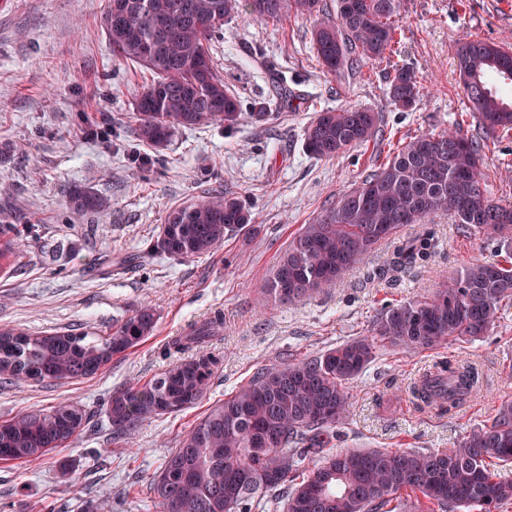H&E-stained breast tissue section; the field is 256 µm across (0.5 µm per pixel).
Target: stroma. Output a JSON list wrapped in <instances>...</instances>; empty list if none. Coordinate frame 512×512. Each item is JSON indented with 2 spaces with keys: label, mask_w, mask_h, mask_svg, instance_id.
<instances>
[{
  "label": "stroma",
  "mask_w": 512,
  "mask_h": 512,
  "mask_svg": "<svg viewBox=\"0 0 512 512\" xmlns=\"http://www.w3.org/2000/svg\"><path fill=\"white\" fill-rule=\"evenodd\" d=\"M107 0H0V208L25 231L18 269L0 275V325L31 333L73 330L98 335L141 304L159 314L143 344L113 357L97 375L66 382L0 380V421L61 401L86 410V432L39 460L0 463V512H83L89 502L112 512H156L151 483L168 453L208 408L257 371L322 353L371 335L385 307L432 294L442 274L492 262L495 251L460 232L447 216L402 229L400 239L433 237L436 247L402 273L387 269L394 242L330 288L292 304L255 302L291 237L333 206L379 166L393 146L461 126L485 139L489 194L512 203V137L485 136L459 84L456 52L465 40L512 48V0H401L397 42L383 58L327 73L312 50V20L272 25L240 15L225 21L214 55L225 87L243 111L277 101L264 124L243 120L232 135L217 125L179 132L164 150L144 147L149 171L124 157L133 104L152 79L144 68L113 57L104 28ZM414 67L426 88L407 112L389 98V78ZM366 107L380 114V137L331 159L304 149V131L318 112ZM103 196L101 213L75 215L69 190ZM235 193L251 206V229L231 235L212 256L188 261L148 255L145 244L170 208L209 189ZM63 255H54L57 242ZM224 314L212 350L224 358L206 397L177 414L143 423L131 438L113 439L104 402L112 390L145 382L173 360L164 347L181 328ZM474 361L487 388L462 408L439 416L419 410L408 388L448 354ZM351 405L337 448L443 449L512 399V307L501 310L483 341L409 350L379 343L367 371L352 381ZM68 473H61L60 462Z\"/></svg>",
  "instance_id": "stroma-1"
}]
</instances>
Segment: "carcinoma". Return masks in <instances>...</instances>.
Listing matches in <instances>:
<instances>
[{"label": "carcinoma", "instance_id": "cac0c4a2", "mask_svg": "<svg viewBox=\"0 0 512 512\" xmlns=\"http://www.w3.org/2000/svg\"><path fill=\"white\" fill-rule=\"evenodd\" d=\"M120 9L127 23L115 25ZM400 0H337L336 17L325 0H108L105 27L112 55L146 68L153 80L134 102L133 147L160 151L183 128L241 124L240 101L224 87L213 47L224 21L240 12L263 23L291 15L314 21L313 48L323 68L339 73L358 60H377L393 41ZM459 77L479 126L512 131V100L488 87L496 76L512 85V51L494 41L469 40L457 49ZM424 87L411 67L390 81L396 109L412 108ZM379 115L364 108L321 111L304 133L306 152L318 159L343 155L373 140ZM482 145L459 128L410 139L378 169L342 193L336 205L291 238L261 288L268 300L290 304L334 284L366 262L376 245L408 224L450 215L462 230L489 242H512V204L492 199L482 172ZM74 213L105 207L88 188L70 190ZM252 211L235 195L214 189L170 210L148 252L175 260L215 253L224 238L252 223ZM428 242L400 250L389 262H416ZM17 225L0 220V271L17 270ZM512 306V252L504 260L474 264L444 276L430 297L392 306L372 335L340 344L281 368L266 369L240 386L188 430L166 456L152 483L160 512H412L410 496L430 512H498L512 501V479L497 466L512 463V400L501 402L487 423L445 450L334 449L346 417L348 384L372 363L378 341L433 348L491 335L497 313ZM155 308L141 305L112 324L105 336L56 331L29 334L0 327V374L15 382H64L95 376L112 357L140 346L157 328ZM223 327L220 314L172 338L169 355L181 358L144 382L115 390L105 401L113 434L127 438L146 421L174 414L209 392L222 359L210 351ZM485 378L478 366L450 355L411 386L419 409L437 415L464 406ZM88 424L83 408L59 402L0 421V463L36 461L77 439ZM321 463L310 467L307 457Z\"/></svg>", "mask_w": 512, "mask_h": 512}]
</instances>
